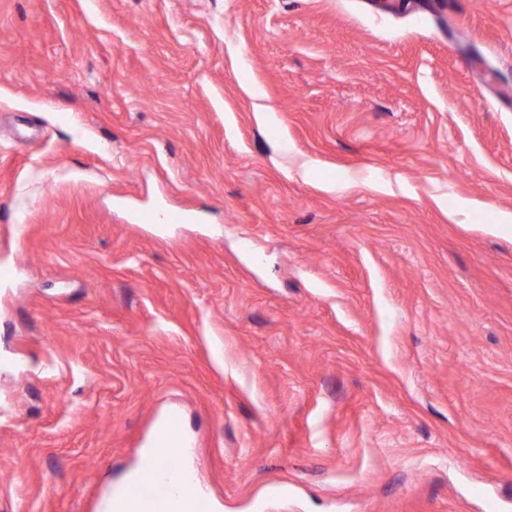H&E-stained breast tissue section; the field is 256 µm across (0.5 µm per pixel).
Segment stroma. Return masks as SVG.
Masks as SVG:
<instances>
[{"label":"stroma","mask_w":512,"mask_h":512,"mask_svg":"<svg viewBox=\"0 0 512 512\" xmlns=\"http://www.w3.org/2000/svg\"><path fill=\"white\" fill-rule=\"evenodd\" d=\"M508 215L512 0H0V512H512ZM164 444H168L170 448H159V456L166 460L167 466L176 465V455L178 448L183 447L182 440L178 433L170 432L164 438ZM162 461H159L158 457L153 458V468L156 473H160V480L166 486L168 495L172 503V512H180L184 509V498L186 504L191 505L192 512H195L192 508L191 500L194 498L192 487H188L184 495V478L178 470L167 467ZM158 504L164 505V512H171L167 504L166 492L162 493L160 497L154 498L151 505L153 512H158Z\"/></svg>","instance_id":"stroma-1"}]
</instances>
